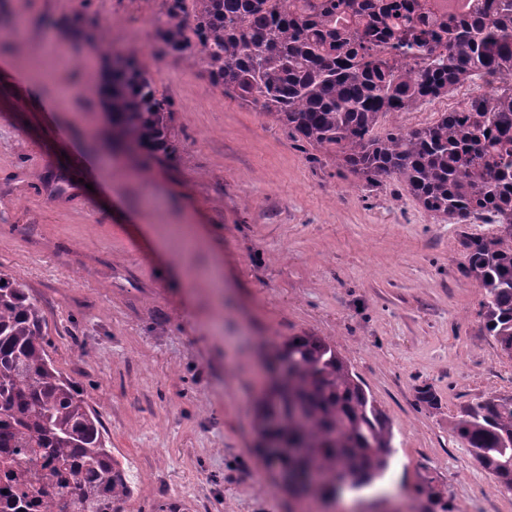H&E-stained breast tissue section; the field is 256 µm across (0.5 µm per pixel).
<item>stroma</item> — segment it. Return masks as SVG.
Returning a JSON list of instances; mask_svg holds the SVG:
<instances>
[{
	"mask_svg": "<svg viewBox=\"0 0 512 512\" xmlns=\"http://www.w3.org/2000/svg\"><path fill=\"white\" fill-rule=\"evenodd\" d=\"M162 11L0 0V274L27 285L56 367L135 475L125 512H346L293 497L257 448L264 359L305 334L336 345L393 423L375 512H512L452 432L467 405L512 394L462 273L463 234L496 225L434 218L395 182L363 189L164 51ZM107 18L113 50L174 103V159L100 153L108 117L86 73Z\"/></svg>",
	"mask_w": 512,
	"mask_h": 512,
	"instance_id": "1",
	"label": "stroma"
}]
</instances>
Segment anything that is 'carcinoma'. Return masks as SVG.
<instances>
[{
    "label": "carcinoma",
    "mask_w": 512,
    "mask_h": 512,
    "mask_svg": "<svg viewBox=\"0 0 512 512\" xmlns=\"http://www.w3.org/2000/svg\"><path fill=\"white\" fill-rule=\"evenodd\" d=\"M163 0L155 28L171 55L199 65L224 95L271 115L288 136L363 187L396 181L433 217L496 224L464 234L480 316L512 358V0ZM480 79L477 93L424 126L382 129ZM107 136L171 159L174 108L133 54L94 87ZM26 285L0 275V512H123L134 476L108 448L100 415L46 349ZM255 409L258 436L288 443L269 466L301 478L298 495L334 499L385 480L392 423L336 345L290 336ZM453 432L497 486L512 490V396L469 405Z\"/></svg>",
    "instance_id": "1"
}]
</instances>
